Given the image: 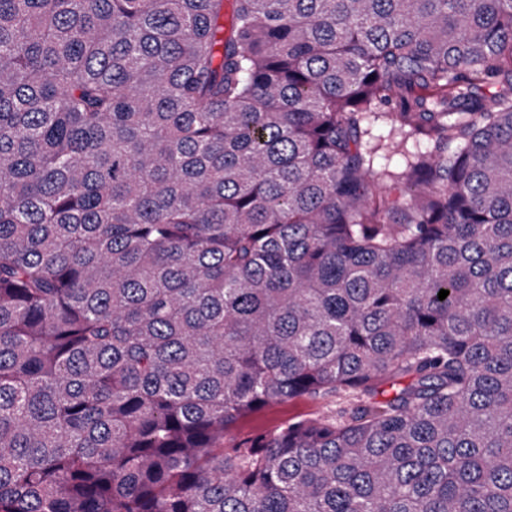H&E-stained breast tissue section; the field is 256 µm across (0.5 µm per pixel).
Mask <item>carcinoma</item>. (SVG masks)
Instances as JSON below:
<instances>
[{
	"label": "carcinoma",
	"mask_w": 512,
	"mask_h": 512,
	"mask_svg": "<svg viewBox=\"0 0 512 512\" xmlns=\"http://www.w3.org/2000/svg\"><path fill=\"white\" fill-rule=\"evenodd\" d=\"M0 512H512V0H0ZM372 133L375 137L381 136L382 144H387L384 149L378 151L375 157L377 165H389L391 168H399L404 163V154L412 151L414 143L412 139L404 138L397 129H391L390 124L376 121L372 125ZM349 404L348 397L335 394L317 398L304 396L271 404L240 419L226 431L224 447L231 448L247 438L273 431L291 420L334 416L340 408Z\"/></svg>",
	"instance_id": "obj_1"
}]
</instances>
